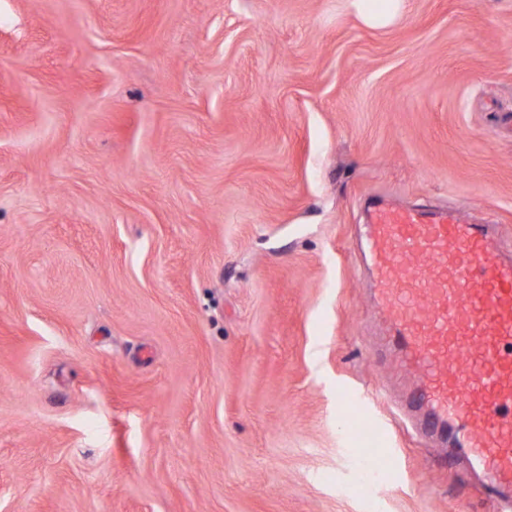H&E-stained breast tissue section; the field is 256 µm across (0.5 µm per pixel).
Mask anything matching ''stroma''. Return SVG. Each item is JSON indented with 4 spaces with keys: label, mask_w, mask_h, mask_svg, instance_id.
<instances>
[{
    "label": "stroma",
    "mask_w": 512,
    "mask_h": 512,
    "mask_svg": "<svg viewBox=\"0 0 512 512\" xmlns=\"http://www.w3.org/2000/svg\"><path fill=\"white\" fill-rule=\"evenodd\" d=\"M381 195L512 256V0H0V512H499L404 415ZM363 10V14L374 25H385L391 17L400 9L402 0H383L379 8H371L367 0H355Z\"/></svg>",
    "instance_id": "1"
}]
</instances>
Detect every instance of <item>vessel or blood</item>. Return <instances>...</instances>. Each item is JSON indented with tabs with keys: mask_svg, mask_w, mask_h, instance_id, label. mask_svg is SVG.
Segmentation results:
<instances>
[{
	"mask_svg": "<svg viewBox=\"0 0 512 512\" xmlns=\"http://www.w3.org/2000/svg\"><path fill=\"white\" fill-rule=\"evenodd\" d=\"M374 291L430 427L452 434L512 504V258L448 209L376 198L365 226Z\"/></svg>",
	"mask_w": 512,
	"mask_h": 512,
	"instance_id": "b4317fda",
	"label": "vessel or blood"
}]
</instances>
